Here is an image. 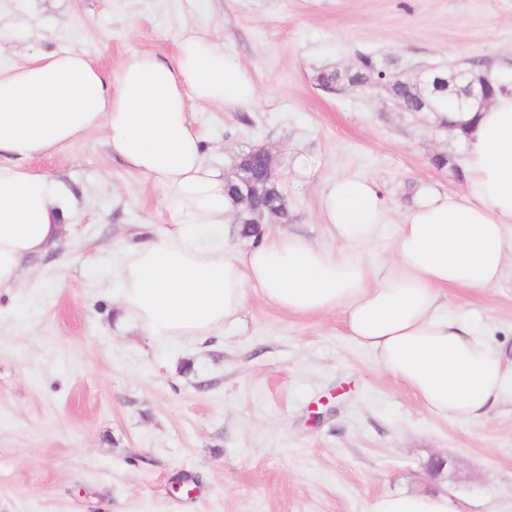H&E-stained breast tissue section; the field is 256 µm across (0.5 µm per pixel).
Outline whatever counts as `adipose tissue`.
I'll return each mask as SVG.
<instances>
[{"instance_id": "obj_1", "label": "adipose tissue", "mask_w": 512, "mask_h": 512, "mask_svg": "<svg viewBox=\"0 0 512 512\" xmlns=\"http://www.w3.org/2000/svg\"><path fill=\"white\" fill-rule=\"evenodd\" d=\"M257 97L239 59L195 26L173 59L143 51L107 73L74 50L0 62V290L17 287L64 229L61 182L29 161L102 128L113 155L163 190L166 226L125 243L112 270L117 302L148 336L224 329L252 291L291 314L338 311L348 336L428 411L480 419L512 388V367L442 298L495 288L512 265V91L479 112L437 113L448 129L466 126L460 194L431 193L393 222L373 182L342 176L320 198L332 245L265 230L234 253L227 179L205 164L190 105L234 110ZM373 512L459 509L445 493L419 491L385 494Z\"/></svg>"}]
</instances>
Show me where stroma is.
Here are the masks:
<instances>
[{
  "mask_svg": "<svg viewBox=\"0 0 512 512\" xmlns=\"http://www.w3.org/2000/svg\"><path fill=\"white\" fill-rule=\"evenodd\" d=\"M188 24L260 93L233 112L193 105L206 162L225 171L268 146L288 217L265 223L316 242L336 177L375 182L399 213L460 193L466 161L430 113L381 90L325 92L319 71L362 53L407 77L512 59V0H0V57L76 50L113 69L173 56ZM29 166L65 184L74 214L0 294V512H371L386 493L441 487L465 512H512V391L477 421L436 416L339 313L288 314L254 293L232 326L155 342L119 308L110 270L119 243L161 227V187L112 156L101 128ZM447 302L512 358L511 268ZM434 457L448 463L436 480Z\"/></svg>",
  "mask_w": 512,
  "mask_h": 512,
  "instance_id": "stroma-1",
  "label": "stroma"
}]
</instances>
